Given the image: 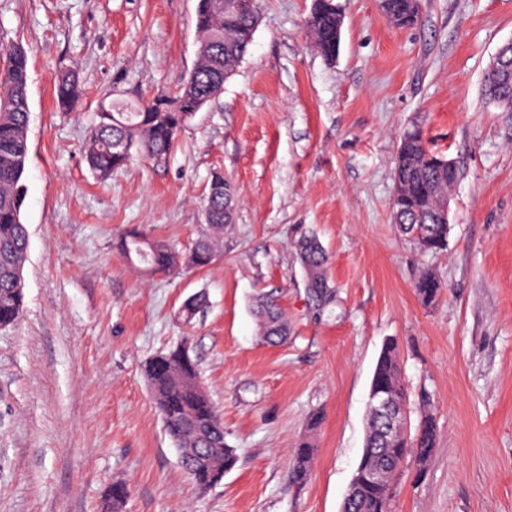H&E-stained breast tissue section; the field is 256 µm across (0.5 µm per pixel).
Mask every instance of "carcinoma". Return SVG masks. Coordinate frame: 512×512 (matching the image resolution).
I'll list each match as a JSON object with an SVG mask.
<instances>
[{
    "mask_svg": "<svg viewBox=\"0 0 512 512\" xmlns=\"http://www.w3.org/2000/svg\"><path fill=\"white\" fill-rule=\"evenodd\" d=\"M387 21L397 28H408L419 20L418 0H379ZM259 0H198L196 33L197 61L183 86L174 96L157 97L146 103L114 99L101 106L86 146L89 168L101 177L126 167L135 156L151 160L164 158L173 147L179 131L203 109L220 97L254 39L259 20ZM344 7L341 0H313L307 29L311 46L328 61L340 50ZM0 327L14 325L24 304L23 268L28 248V232L23 222L25 188L22 182L27 163L29 125L27 54L20 45L0 50ZM486 99L512 112V77L490 66L484 73ZM80 94L76 73L64 71L56 85V96L63 107ZM438 156L429 147L421 128H410L400 136L394 158L396 193L392 214L398 231L416 241L422 251L441 253L448 249V225L443 223V205L457 181L458 169L435 167L430 159ZM237 192L233 182L216 172L212 175L204 203L209 233L198 238L182 255L159 240H149L136 230L124 234L118 250L147 274H171L179 268H203L211 264L232 223ZM297 258L305 274V288L313 309L329 303L332 286L327 275L329 256L318 238L302 234L295 242ZM442 285L431 273L415 283V293L424 305L434 303ZM205 305L201 294L182 303L180 317L191 323ZM261 339L270 345L288 340V321L274 298L259 303L255 310ZM155 407L167 436L182 453L187 476L206 490L222 481L233 469L235 449L224 439L221 414L203 388L197 359L180 343L161 352L143 365ZM370 390L387 394L399 411L407 409L408 394L401 377L398 343L384 341L378 356ZM415 434L405 428L388 426L378 414L368 415L362 455L348 492L347 512H391L393 481L402 462L413 457L424 468L437 446L438 432L428 401ZM315 453L311 438L299 442L293 461V480H307ZM128 497L127 486L115 482L104 504V512H119Z\"/></svg>",
    "mask_w": 512,
    "mask_h": 512,
    "instance_id": "obj_1",
    "label": "carcinoma"
}]
</instances>
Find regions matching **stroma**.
<instances>
[{"label":"stroma","instance_id":"stroma-1","mask_svg":"<svg viewBox=\"0 0 512 512\" xmlns=\"http://www.w3.org/2000/svg\"><path fill=\"white\" fill-rule=\"evenodd\" d=\"M345 2L327 61L306 34L312 0H261L219 100L161 161L102 181L84 160L94 112L177 92L196 59L197 0H0V44L25 48L30 100L24 306L0 329V512H101L115 481L130 490L123 512H340L388 338L410 425L425 398L439 431L424 470L401 467L392 512H512V112L482 92L512 39V0H420L411 28L378 0ZM70 67L82 95L63 110L54 88ZM416 125L459 169L443 253L392 222L394 156ZM216 170L238 189L218 259L153 277L126 264L115 244L134 227L189 251ZM305 231L330 256L319 311L294 248ZM426 272L442 284L428 306L414 291ZM199 291L208 305L183 325ZM263 295L288 316L286 344L260 339ZM183 339L238 458L205 491L141 372ZM307 435L316 452L296 484ZM314 453L315 448L311 438L307 437L299 442L293 461V480L295 483L301 484L307 480Z\"/></svg>","mask_w":512,"mask_h":512}]
</instances>
